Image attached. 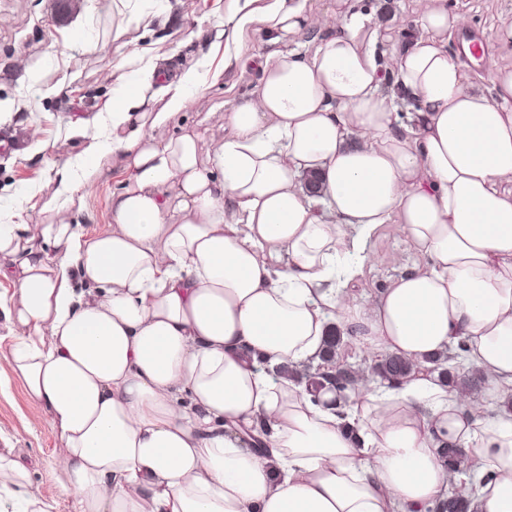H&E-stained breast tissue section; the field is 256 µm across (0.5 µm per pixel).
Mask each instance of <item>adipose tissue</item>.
I'll use <instances>...</instances> for the list:
<instances>
[{
	"instance_id": "obj_1",
	"label": "adipose tissue",
	"mask_w": 512,
	"mask_h": 512,
	"mask_svg": "<svg viewBox=\"0 0 512 512\" xmlns=\"http://www.w3.org/2000/svg\"><path fill=\"white\" fill-rule=\"evenodd\" d=\"M337 23L310 56H267L254 95L214 113L229 133L206 152L193 132L148 134L200 92L198 69L158 90L144 58L113 74L107 136L44 205L83 209L81 187L120 157L109 231L32 226L25 193L0 199L8 363L50 413L78 512H430L448 443L474 462L470 512H512V412H483L512 398V70L473 86L448 50L456 18L423 0L391 98L378 28L348 9ZM251 25L284 44L320 21L272 0L233 30ZM399 97L418 111L400 116ZM389 222L427 264L364 305L348 285ZM333 325L416 371L360 380L344 406L273 378L318 359ZM458 342L484 378L464 399L427 369ZM29 477L0 452V512H45Z\"/></svg>"
}]
</instances>
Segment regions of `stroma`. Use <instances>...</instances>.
<instances>
[{
    "mask_svg": "<svg viewBox=\"0 0 512 512\" xmlns=\"http://www.w3.org/2000/svg\"><path fill=\"white\" fill-rule=\"evenodd\" d=\"M269 0H142L137 19L118 14L112 0H78L62 12L57 0H0V136L23 134L26 147L0 150V195L28 191L22 219L46 223L42 206L56 188L65 163L76 161L92 137L104 134L102 118L112 103L105 71L150 51L158 69L177 78L188 68L208 62L213 78L167 126L152 134L165 139L192 129L203 147L222 140L223 127L207 114L217 104L232 107L251 97L258 86L257 56L271 52L262 33L243 32L240 43L222 35L239 11L258 10ZM459 19L448 49H462V36L483 45L480 62L466 61L473 84L490 88L496 69L512 68V40L497 33L512 23V0H446ZM353 8L369 13L382 32L386 55L399 51L419 34L417 0H353ZM41 65L35 75L15 69L18 57ZM130 176L120 159L84 189L87 208L78 217L82 232L92 236L109 229L113 190ZM426 259L406 240L400 225H381L366 247V259L353 282L356 294L374 299L402 274L423 268ZM14 333L0 319V449L13 448L31 463L28 495L47 512H77L67 492L61 440L48 410L31 400L4 356Z\"/></svg>",
    "mask_w": 512,
    "mask_h": 512,
    "instance_id": "obj_1",
    "label": "stroma"
}]
</instances>
